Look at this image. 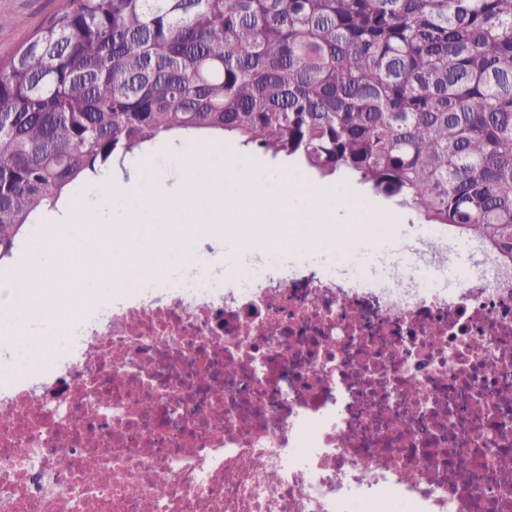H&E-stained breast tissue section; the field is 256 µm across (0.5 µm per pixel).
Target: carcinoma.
<instances>
[{
	"label": "carcinoma",
	"instance_id": "cac0c4a2",
	"mask_svg": "<svg viewBox=\"0 0 512 512\" xmlns=\"http://www.w3.org/2000/svg\"><path fill=\"white\" fill-rule=\"evenodd\" d=\"M181 136L353 179L512 262V0H61L0 62V261Z\"/></svg>",
	"mask_w": 512,
	"mask_h": 512
}]
</instances>
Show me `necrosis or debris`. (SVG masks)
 <instances>
[{
    "label": "necrosis or debris",
    "instance_id": "4bbe7bcc",
    "mask_svg": "<svg viewBox=\"0 0 512 512\" xmlns=\"http://www.w3.org/2000/svg\"><path fill=\"white\" fill-rule=\"evenodd\" d=\"M456 243L353 279L143 272L0 390V512H512V267L472 240L436 287Z\"/></svg>",
    "mask_w": 512,
    "mask_h": 512
}]
</instances>
